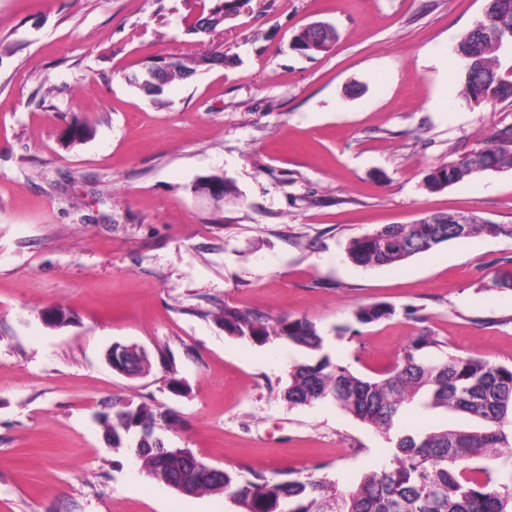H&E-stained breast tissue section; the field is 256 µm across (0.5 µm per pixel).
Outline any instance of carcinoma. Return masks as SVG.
<instances>
[{"mask_svg":"<svg viewBox=\"0 0 512 512\" xmlns=\"http://www.w3.org/2000/svg\"><path fill=\"white\" fill-rule=\"evenodd\" d=\"M327 30L321 41L304 28L295 39L302 51H320L334 40ZM512 42V0H488L483 18L457 41L460 95L475 104L512 99V81L499 72L498 53ZM168 80L182 79L208 59L162 58ZM486 170L512 169V126L490 135L478 149L433 168L425 186L439 191ZM437 224H388L350 240L348 257L369 269L404 261L436 246L473 235L512 238V224H459L454 214L435 216ZM395 313L393 307L364 304L356 321L370 324ZM224 331L243 342L263 345L274 339L304 348L313 359L288 371L283 398L291 405L331 401L360 422L387 434L408 410L458 413L470 429L432 427L399 434L389 461L342 486L326 477H293L289 472H255L241 480L219 468H197L189 448H169L158 432L133 449L143 471L155 483L185 494H222L235 512H512V483H497L483 463L512 459V365L447 352V343L423 329L411 337L394 362L375 377L355 374L322 353L325 338L308 319L270 317L224 306ZM155 421L165 430L174 415L160 407L112 401L99 421L112 448H125L140 437L139 426Z\"/></svg>","mask_w":512,"mask_h":512,"instance_id":"carcinoma-1","label":"carcinoma"}]
</instances>
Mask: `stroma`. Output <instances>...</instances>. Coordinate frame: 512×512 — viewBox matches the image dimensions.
Listing matches in <instances>:
<instances>
[{
  "label": "stroma",
  "instance_id": "obj_1",
  "mask_svg": "<svg viewBox=\"0 0 512 512\" xmlns=\"http://www.w3.org/2000/svg\"><path fill=\"white\" fill-rule=\"evenodd\" d=\"M0 0V512H234L157 485L95 418L113 398L178 420L162 438L241 477L283 470L348 485L389 435L282 390L310 355L229 336L224 305L313 321L332 361L371 375L421 330L449 353L512 364V239L445 242L366 269L346 247L386 224L475 213L512 224V170L432 192L439 164L512 125V100L469 104L452 53L486 0ZM316 22L335 41H293ZM224 49L158 96L153 58ZM92 135L66 144L73 120ZM235 198L197 192L212 175ZM393 316L361 325L363 304ZM62 309L68 324L44 315ZM116 343L165 351L130 378ZM184 383L173 393L170 377ZM310 27V26H309ZM309 27H305L295 39V45L299 50L302 51H320L326 48L329 42H332L336 36L335 30L332 28L331 30L325 31L323 34V38L320 42H317L313 39V34L311 33Z\"/></svg>",
  "mask_w": 512,
  "mask_h": 512
}]
</instances>
